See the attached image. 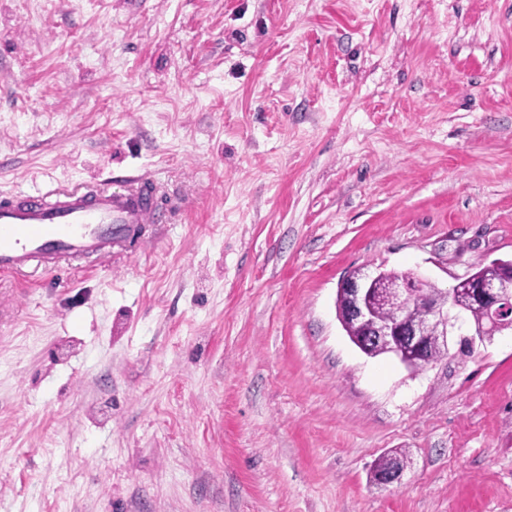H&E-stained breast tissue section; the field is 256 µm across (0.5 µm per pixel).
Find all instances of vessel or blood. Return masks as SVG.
Instances as JSON below:
<instances>
[{"mask_svg":"<svg viewBox=\"0 0 512 512\" xmlns=\"http://www.w3.org/2000/svg\"><path fill=\"white\" fill-rule=\"evenodd\" d=\"M115 180L113 189L97 185L0 195V276L34 268L53 273L73 258H133L144 226L165 223L167 216L148 195L147 175L119 174Z\"/></svg>","mask_w":512,"mask_h":512,"instance_id":"vessel-or-blood-1","label":"vessel or blood"}]
</instances>
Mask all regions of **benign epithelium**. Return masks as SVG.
I'll list each match as a JSON object with an SVG mask.
<instances>
[{
  "mask_svg": "<svg viewBox=\"0 0 512 512\" xmlns=\"http://www.w3.org/2000/svg\"><path fill=\"white\" fill-rule=\"evenodd\" d=\"M501 273L496 280H483L474 272L456 279L448 294L429 302L427 307L416 314L406 305L412 296L415 283L409 279L395 282L385 289L375 288L373 284L381 277L375 270H358L344 278L338 294L344 297V319L358 326L362 339L358 347L366 354H373L385 348L407 367H424L429 342L436 339L443 346H448L449 337L459 329L462 314L454 304L458 287L466 284L470 301L486 313L489 327H480L468 337L461 340L475 342L484 340L485 336L512 325V262H497ZM378 301L396 303L402 309L399 317L379 319L374 315ZM404 464L397 459L377 473L375 484L390 486L401 480Z\"/></svg>",
  "mask_w": 512,
  "mask_h": 512,
  "instance_id": "benign-epithelium-1",
  "label": "benign epithelium"
}]
</instances>
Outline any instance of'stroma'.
I'll use <instances>...</instances> for the list:
<instances>
[{"label":"stroma","mask_w":512,"mask_h":512,"mask_svg":"<svg viewBox=\"0 0 512 512\" xmlns=\"http://www.w3.org/2000/svg\"><path fill=\"white\" fill-rule=\"evenodd\" d=\"M116 169L134 259L0 277V512H512V336L336 314L512 259V0H0V194ZM501 273L497 280H483L481 277L492 279ZM387 280L399 281L404 278H419L412 271H395L380 269ZM378 268L375 270H358L344 278L338 294L344 297V319L356 324L362 333V339L357 346L366 354L378 353L383 346L388 353L394 355L407 367H424L430 364L423 362L429 342L436 339L448 350L449 336H454L460 329L458 325L462 314L454 304V298L460 285L466 284L470 301L486 313L476 310L466 311L465 317L475 328L479 324L489 322L488 328H477L470 336H462L464 340L474 344L478 338L481 342L485 336L503 332L510 326L512 315V262H491L479 265L475 272H469L456 279L448 294L440 299L429 302L421 313H414L406 305V300L412 296L415 283L406 279L392 283L388 288H373V284L381 277ZM377 300L385 303H397L401 309L400 317L379 319L374 315ZM491 336V337H492ZM490 337V338H491Z\"/></svg>","instance_id":"obj_1"}]
</instances>
